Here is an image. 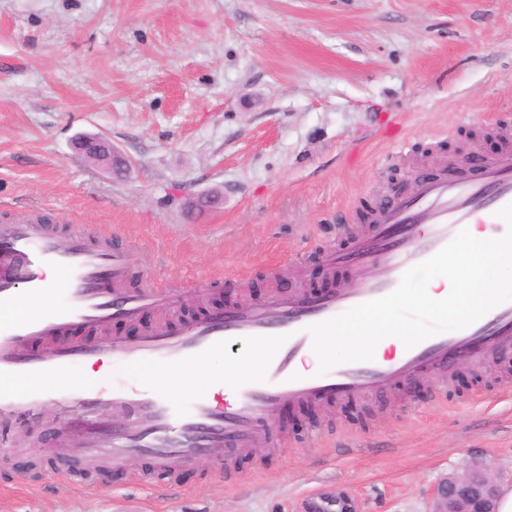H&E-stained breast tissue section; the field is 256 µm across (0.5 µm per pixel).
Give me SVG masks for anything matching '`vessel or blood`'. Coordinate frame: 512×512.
Returning a JSON list of instances; mask_svg holds the SVG:
<instances>
[{"label": "vessel or blood", "mask_w": 512, "mask_h": 512, "mask_svg": "<svg viewBox=\"0 0 512 512\" xmlns=\"http://www.w3.org/2000/svg\"><path fill=\"white\" fill-rule=\"evenodd\" d=\"M512 204V148L484 166L479 178L445 174L417 176L412 194L383 199L371 229L353 234L345 249L323 252L332 268L357 273L352 288L318 297L302 291L276 292L247 306L231 305L177 329L162 324L136 339L110 336L114 321L132 322L148 309L165 319L180 307L178 294L142 276L132 252L117 248L112 233L84 224L60 231L28 213L0 224V426L33 420L53 404L66 423L87 439L85 455L96 467L120 463L145 450L154 471L176 476L179 467L206 455L224 475L260 441L278 446L281 432L269 418L283 404L301 406L386 395L401 382L445 375L459 356L480 364L512 350V301L466 328L436 334L412 348L341 364L324 374L303 368L312 352L309 326L383 297L404 272L427 260L462 229L480 226L501 233V208ZM63 273L50 287L47 270ZM138 288H130L132 277ZM48 294L45 314L10 317L23 298ZM271 346L252 373L226 371L213 377L208 393L178 402L150 384L101 376L79 378L82 367L103 359L113 367L184 366L232 343ZM45 373L71 378L67 390L32 386ZM122 412L112 425L107 416Z\"/></svg>", "instance_id": "vessel-or-blood-1"}]
</instances>
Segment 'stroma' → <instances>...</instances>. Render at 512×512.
<instances>
[{
  "label": "stroma",
  "instance_id": "stroma-1",
  "mask_svg": "<svg viewBox=\"0 0 512 512\" xmlns=\"http://www.w3.org/2000/svg\"><path fill=\"white\" fill-rule=\"evenodd\" d=\"M512 132V0H0V221L116 231L159 286L244 303L321 285L319 256L392 179ZM106 138L121 173L77 149ZM287 433L176 485L57 474L64 419L10 431L0 512H430L473 462L512 488V361L273 418Z\"/></svg>",
  "mask_w": 512,
  "mask_h": 512
}]
</instances>
